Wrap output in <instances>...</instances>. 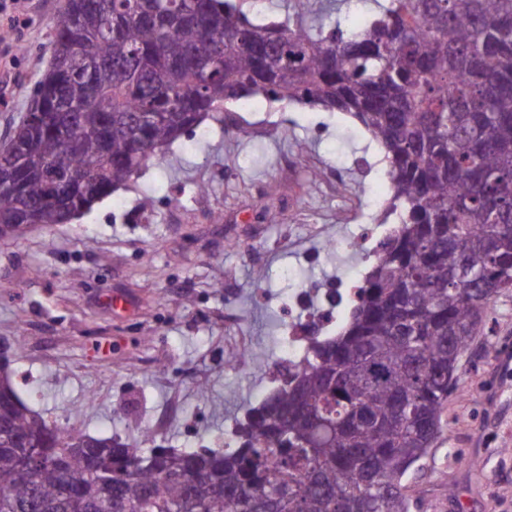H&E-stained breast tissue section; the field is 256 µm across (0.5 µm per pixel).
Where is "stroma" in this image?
Listing matches in <instances>:
<instances>
[{"label": "stroma", "instance_id": "1", "mask_svg": "<svg viewBox=\"0 0 512 512\" xmlns=\"http://www.w3.org/2000/svg\"><path fill=\"white\" fill-rule=\"evenodd\" d=\"M24 5L20 37L0 38V143L48 66L64 0ZM202 126L209 137L176 140L71 223L0 239V349L19 396L57 429L76 416L121 442L146 429L166 446L212 447L262 387L225 355L245 338L271 364L274 296L346 265L319 252L300 266L288 250L319 251L315 225L350 223L383 156L362 125L264 101L242 123ZM117 201L142 222L116 219ZM270 201L274 223L259 216ZM484 320L459 371L470 394L449 396L442 436L407 479L411 512H512V289Z\"/></svg>", "mask_w": 512, "mask_h": 512}]
</instances>
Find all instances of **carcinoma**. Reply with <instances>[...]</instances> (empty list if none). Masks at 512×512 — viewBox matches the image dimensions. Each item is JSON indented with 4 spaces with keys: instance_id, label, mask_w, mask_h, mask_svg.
Wrapping results in <instances>:
<instances>
[{
    "instance_id": "1",
    "label": "carcinoma",
    "mask_w": 512,
    "mask_h": 512,
    "mask_svg": "<svg viewBox=\"0 0 512 512\" xmlns=\"http://www.w3.org/2000/svg\"><path fill=\"white\" fill-rule=\"evenodd\" d=\"M258 23L240 0H64L49 66L0 146V225L65 224L224 104L356 118L382 148L398 231L335 336L236 419V447L60 431L0 358V512H409L458 366L512 288V0H375ZM341 10V28L344 31L356 30L364 24L376 12L373 0H347Z\"/></svg>"
}]
</instances>
